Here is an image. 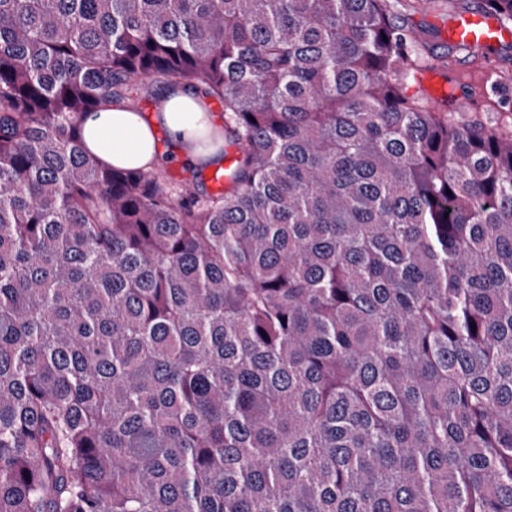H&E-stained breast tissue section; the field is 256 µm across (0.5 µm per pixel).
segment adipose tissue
<instances>
[{
	"label": "adipose tissue",
	"mask_w": 512,
	"mask_h": 512,
	"mask_svg": "<svg viewBox=\"0 0 512 512\" xmlns=\"http://www.w3.org/2000/svg\"><path fill=\"white\" fill-rule=\"evenodd\" d=\"M212 121L205 100L178 84L160 93L154 111L115 102L88 114L83 146L101 164L118 168L151 169L172 157L207 167L222 160L219 147L199 144L211 134L223 138V130L212 129Z\"/></svg>",
	"instance_id": "1"
}]
</instances>
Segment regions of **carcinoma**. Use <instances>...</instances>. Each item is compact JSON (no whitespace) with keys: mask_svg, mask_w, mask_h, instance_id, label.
Returning <instances> with one entry per match:
<instances>
[{"mask_svg":"<svg viewBox=\"0 0 512 512\" xmlns=\"http://www.w3.org/2000/svg\"><path fill=\"white\" fill-rule=\"evenodd\" d=\"M420 2L0 0V512H512V139ZM172 83L216 192L83 150Z\"/></svg>","mask_w":512,"mask_h":512,"instance_id":"obj_1","label":"carcinoma"}]
</instances>
